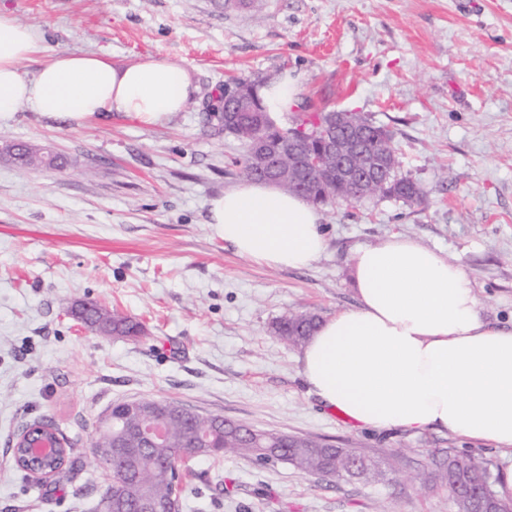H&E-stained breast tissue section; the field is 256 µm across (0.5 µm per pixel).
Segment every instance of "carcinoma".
I'll list each match as a JSON object with an SVG mask.
<instances>
[{"label":"carcinoma","instance_id":"1","mask_svg":"<svg viewBox=\"0 0 512 512\" xmlns=\"http://www.w3.org/2000/svg\"><path fill=\"white\" fill-rule=\"evenodd\" d=\"M253 89L252 111L232 112L228 119L238 127L224 126V132L247 143L251 138L260 140L265 153L271 157L283 158L282 174L275 184L288 193L299 195L317 207L333 206L338 201L359 202L363 197L353 194L352 187L336 176V164L331 162L326 168L315 174L290 173L288 167V134L291 128L280 126L270 119L268 112L258 95L260 82L250 81ZM356 121L362 123L366 133L359 143L358 157L371 164L384 155L396 154L394 132L384 125L373 122L361 113H353ZM326 123V129L333 130L336 120L331 112H299L293 126L304 127L311 131L319 123ZM241 174L248 180L268 181V174L256 169L249 157L244 154L236 162ZM377 197L394 199L406 204H420L425 200L421 185L413 178L403 175L395 168L387 173L386 189L377 193ZM105 323L86 315V310L75 308V316L101 332L114 336L136 337L145 335L144 325L135 318L118 311L107 312ZM319 317L310 312H290L273 323L276 335L291 346H300L315 329ZM164 405L172 409L168 416L169 432L167 440L154 447L146 448L135 438V431ZM124 432L129 436V447L135 449L133 466L127 468L120 460H112V483L105 485L100 500L115 499V512H139L143 502L151 500L163 503L172 495L176 485L181 482L179 473L172 461L189 454L195 447L197 433L202 431L207 442L202 454L219 457L226 452L244 457H253L267 461L270 456L263 452L265 438L251 439L248 430L234 425L220 416H201L186 406L165 399H140L138 407L130 412L126 402L112 404V430L97 427L92 443L94 456L107 452L112 447V434ZM278 457L292 464L302 472L321 475L350 477L366 482H378L386 472L394 468L393 457L380 458L350 455L343 448H332L313 438L299 437L290 448H283ZM436 472L443 479L456 506L457 512H487L492 504L487 498L477 494L475 487L487 477L485 470L472 465L465 459L447 451L435 461ZM42 469L54 475L63 476L74 470V462L69 456L60 460H50Z\"/></svg>","mask_w":512,"mask_h":512}]
</instances>
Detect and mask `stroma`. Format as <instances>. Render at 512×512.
<instances>
[{
    "mask_svg": "<svg viewBox=\"0 0 512 512\" xmlns=\"http://www.w3.org/2000/svg\"><path fill=\"white\" fill-rule=\"evenodd\" d=\"M45 53L148 56L190 68L185 111L146 126L67 129L27 110L0 124V512H100L92 435L112 403L167 398L255 429L310 435L359 454H397L376 484L255 463L182 460L180 512H456L423 484L442 451L496 478L502 453L446 429H362L310 394L299 349L271 331L291 311L323 319L357 304L353 254L396 235L464 267L482 317L512 325V0H0ZM297 79L312 111L365 113L395 134L423 203L319 210L326 247L310 266L241 257L207 222L209 200L243 182L224 132L232 76ZM52 149L60 170L20 167L12 144ZM79 301L137 318L136 339L74 319ZM71 440L72 482L24 478L7 447L33 421Z\"/></svg>",
    "mask_w": 512,
    "mask_h": 512,
    "instance_id": "35a3bbf8",
    "label": "stroma"
}]
</instances>
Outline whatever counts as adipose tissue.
<instances>
[{
	"label": "adipose tissue",
	"instance_id": "1",
	"mask_svg": "<svg viewBox=\"0 0 512 512\" xmlns=\"http://www.w3.org/2000/svg\"><path fill=\"white\" fill-rule=\"evenodd\" d=\"M42 50L34 26L0 10V123L18 109L79 128L105 115L159 125L195 90L184 65L152 56L119 66L99 54ZM215 234L240 256L303 269L324 250L319 213L303 197L246 181L209 203ZM356 308L323 322L300 357L323 406L360 426L444 428L512 456V328L487 323L463 267L397 235L353 257Z\"/></svg>",
	"mask_w": 512,
	"mask_h": 512
}]
</instances>
